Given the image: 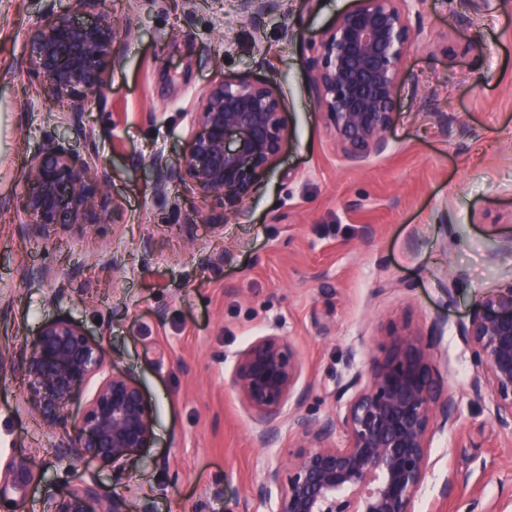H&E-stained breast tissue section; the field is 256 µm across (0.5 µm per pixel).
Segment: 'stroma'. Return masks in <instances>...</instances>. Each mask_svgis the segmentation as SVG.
Listing matches in <instances>:
<instances>
[{
  "instance_id": "obj_1",
  "label": "stroma",
  "mask_w": 512,
  "mask_h": 512,
  "mask_svg": "<svg viewBox=\"0 0 512 512\" xmlns=\"http://www.w3.org/2000/svg\"><path fill=\"white\" fill-rule=\"evenodd\" d=\"M352 0H276L248 21L238 0H108L128 35L109 87L68 120L27 56L42 0H0V354L20 357L66 316L105 344L154 408V443L111 467L57 452L96 383L48 426L20 370L0 372V512H49L88 477L153 512H244L265 460L297 437H257L230 386L234 355L278 328L299 354L301 413H338V380L366 368L393 322L430 334L459 418L435 432L417 512H467L512 496V436L471 402L456 324L512 285V13L496 0H424L431 38L408 58L390 149L350 167L316 107L312 39ZM280 91L291 141L222 225L212 201L168 177L193 132L196 95L218 78ZM95 168L115 220L32 233L28 160L48 140ZM163 158L164 168L153 161ZM465 480L438 497L448 469Z\"/></svg>"
}]
</instances>
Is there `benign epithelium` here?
<instances>
[{
	"instance_id": "7a95c632",
	"label": "benign epithelium",
	"mask_w": 512,
	"mask_h": 512,
	"mask_svg": "<svg viewBox=\"0 0 512 512\" xmlns=\"http://www.w3.org/2000/svg\"><path fill=\"white\" fill-rule=\"evenodd\" d=\"M55 2L46 0V22L27 53L53 91L71 96L70 122L80 132L85 100L101 94L124 29L105 0H71L65 10L55 9ZM268 2L240 0L242 19H252ZM422 3L354 0L313 42L308 68L315 104L352 167L390 148L400 75L425 40ZM189 117L198 132L170 175L231 215L289 141L280 93L266 82L222 78L199 96ZM24 208L36 233L111 219L98 179L53 142L29 160ZM441 331L439 323L427 336L407 323L390 324L379 355L335 393L341 402L337 417L297 412L284 419L286 404L300 408L306 389L299 387L297 352L278 333L259 336L239 352L230 384L255 414L259 440L273 441L285 422L298 436L287 460L264 468L250 491L251 512H415L435 465L432 435L458 411L431 360ZM457 332L476 367L471 399L488 402L494 421L512 432V285L477 300ZM106 364L104 343L66 317L45 322L20 362L0 355V370L20 366L35 409L50 425L64 419L78 389L102 377L59 454L112 466L152 447L153 409L135 380L115 370L105 373ZM462 481L458 471L448 470L439 497L448 498ZM50 512L151 510L132 497H107L91 477L55 497Z\"/></svg>"
}]
</instances>
